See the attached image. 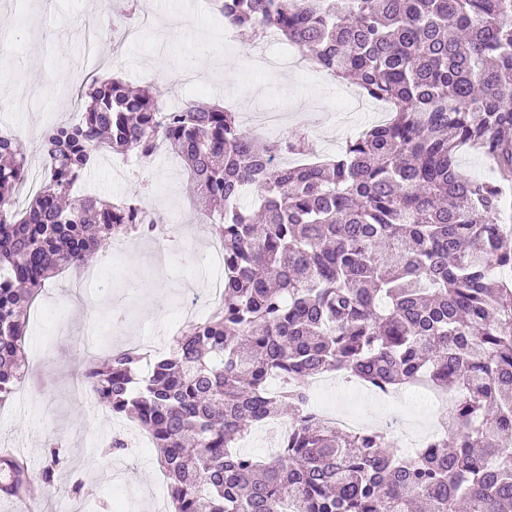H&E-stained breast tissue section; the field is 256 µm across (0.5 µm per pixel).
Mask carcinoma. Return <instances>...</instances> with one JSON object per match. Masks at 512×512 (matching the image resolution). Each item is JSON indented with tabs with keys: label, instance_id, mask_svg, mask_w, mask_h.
Returning a JSON list of instances; mask_svg holds the SVG:
<instances>
[{
	"label": "carcinoma",
	"instance_id": "obj_1",
	"mask_svg": "<svg viewBox=\"0 0 512 512\" xmlns=\"http://www.w3.org/2000/svg\"><path fill=\"white\" fill-rule=\"evenodd\" d=\"M234 28L267 27L318 70L353 78L392 106L331 161L293 166L288 136L263 140L234 113L119 79L80 89L82 118L48 127L44 176L28 182L16 139L0 136V403L22 377L30 307L53 275L161 219L136 201L77 200L71 187L108 151L182 160L224 245V293L169 353L113 349L81 374L96 403L160 449L174 512H512V229L501 187L461 172L480 148L512 174V0H218ZM375 389L417 382L448 394V433L403 454L374 430L322 420L309 380ZM293 411L261 463L237 450L249 429ZM0 458V497L51 484Z\"/></svg>",
	"mask_w": 512,
	"mask_h": 512
}]
</instances>
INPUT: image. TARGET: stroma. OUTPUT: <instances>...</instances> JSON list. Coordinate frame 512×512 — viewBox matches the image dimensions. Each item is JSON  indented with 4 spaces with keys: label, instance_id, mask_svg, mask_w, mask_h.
Instances as JSON below:
<instances>
[{
    "label": "stroma",
    "instance_id": "35a3bbf8",
    "mask_svg": "<svg viewBox=\"0 0 512 512\" xmlns=\"http://www.w3.org/2000/svg\"><path fill=\"white\" fill-rule=\"evenodd\" d=\"M153 17L121 49L102 35L88 50L84 30L102 11V0H0V33L13 39L0 47V134L16 138L29 162V180L39 183L43 162L42 131L79 118L73 94L86 77L117 75L126 82L164 85L168 101L219 104L239 114L255 110L281 113L280 124L256 129L264 139L288 134L304 141L311 155L328 158L345 147L352 134L376 121V104L350 103L352 84L318 71H281L256 67L262 41L225 35L224 19L191 0H143ZM193 66L200 77L180 84L176 74ZM170 80H162V72ZM460 170L475 179L501 182L502 221L512 225V181L480 153L464 148ZM187 174L179 158L161 151L135 171L112 167L104 153L74 187L77 196L109 200L139 199L165 224L193 227L190 238L160 243L158 238L114 241L99 263L104 275L73 287V272L46 282L29 315L26 375L10 401L0 407V448H12L40 469L47 447L57 444L65 462L35 512H128L139 494L138 512H169L166 478L155 448L132 447L104 460L113 433L134 429L126 418H103L100 407L74 396L80 365L113 348L137 342L167 353L177 327L171 319L183 295L204 285L198 253L209 242L205 216L195 211ZM84 484L93 496L75 494Z\"/></svg>",
    "mask_w": 512,
    "mask_h": 512
}]
</instances>
